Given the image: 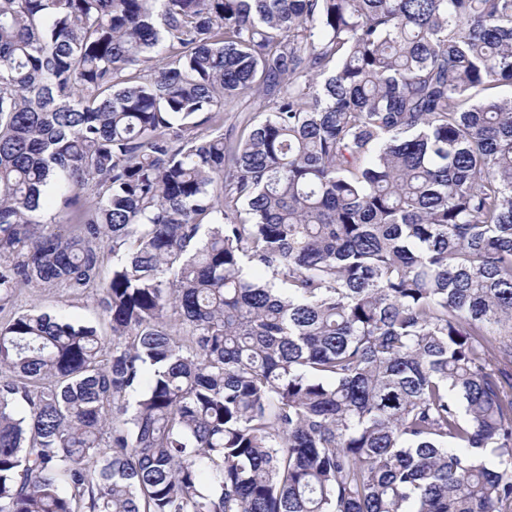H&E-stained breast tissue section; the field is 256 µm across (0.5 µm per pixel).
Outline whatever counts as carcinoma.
Returning <instances> with one entry per match:
<instances>
[{
	"mask_svg": "<svg viewBox=\"0 0 512 512\" xmlns=\"http://www.w3.org/2000/svg\"><path fill=\"white\" fill-rule=\"evenodd\" d=\"M501 86L512 0H0V512H512ZM96 299L95 289H90L83 297L70 298L61 288H26L17 295L14 308L16 311H26L36 307L48 312H60L81 323L106 330L107 322L97 306Z\"/></svg>",
	"mask_w": 512,
	"mask_h": 512,
	"instance_id": "obj_1",
	"label": "carcinoma"
}]
</instances>
